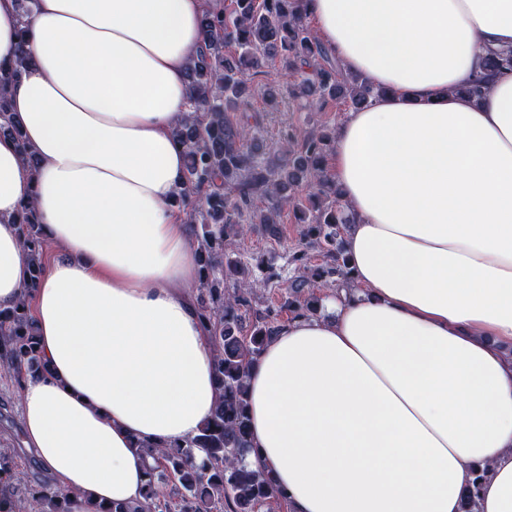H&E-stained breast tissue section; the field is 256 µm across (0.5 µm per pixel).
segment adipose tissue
<instances>
[{
  "instance_id": "1",
  "label": "adipose tissue",
  "mask_w": 512,
  "mask_h": 512,
  "mask_svg": "<svg viewBox=\"0 0 512 512\" xmlns=\"http://www.w3.org/2000/svg\"><path fill=\"white\" fill-rule=\"evenodd\" d=\"M208 0H0V71L23 138L0 135V309L30 270L33 203L65 258L33 291L45 371L20 389L27 448L71 512L142 500L139 445L210 417L214 347L176 197L173 128ZM318 37L386 94L349 113L327 165L354 224L351 289L279 324L248 379V465L288 512H512V0H306ZM38 162L29 170L19 142ZM28 65V56L22 50L17 57L13 73L9 77H0V115H5L9 112V92L11 88L10 79L16 77L21 71H23ZM506 69L512 71V51L491 53L486 59V77L476 81L466 92L476 100H481L489 89L491 77Z\"/></svg>"
}]
</instances>
